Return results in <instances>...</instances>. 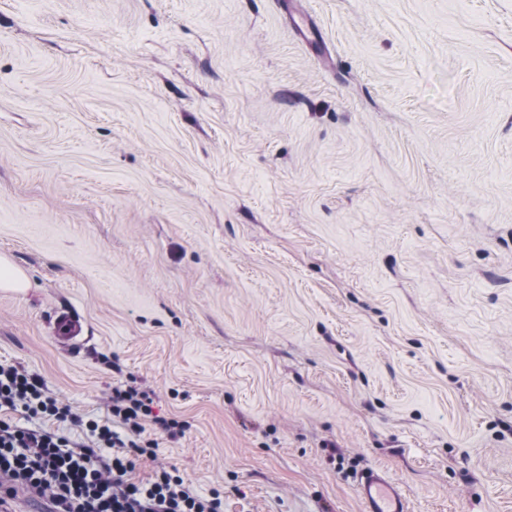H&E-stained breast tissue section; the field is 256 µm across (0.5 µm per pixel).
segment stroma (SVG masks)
Segmentation results:
<instances>
[{
	"label": "stroma",
	"mask_w": 512,
	"mask_h": 512,
	"mask_svg": "<svg viewBox=\"0 0 512 512\" xmlns=\"http://www.w3.org/2000/svg\"><path fill=\"white\" fill-rule=\"evenodd\" d=\"M301 7L0 0V365L224 512H512V0ZM0 288L15 291L26 288V277L23 271L2 258L0 259ZM51 335L54 342L61 347L74 346L89 335V328L76 310L64 309L54 315ZM357 495L364 512H409L403 487L380 468H370L360 475Z\"/></svg>",
	"instance_id": "35a3bbf8"
}]
</instances>
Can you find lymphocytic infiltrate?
<instances>
[{"mask_svg":"<svg viewBox=\"0 0 512 512\" xmlns=\"http://www.w3.org/2000/svg\"><path fill=\"white\" fill-rule=\"evenodd\" d=\"M149 391L113 387L110 411L119 429L95 421L89 447L48 431L23 429L0 419V478L5 492L23 487L49 495L56 512H224L219 491L197 494L176 470L156 468L145 480L133 479L139 461L156 455L152 430L183 434L184 425L154 415ZM22 408L30 415L77 421L45 383L25 369L0 366V408Z\"/></svg>","mask_w":512,"mask_h":512,"instance_id":"1","label":"lymphocytic infiltrate"}]
</instances>
